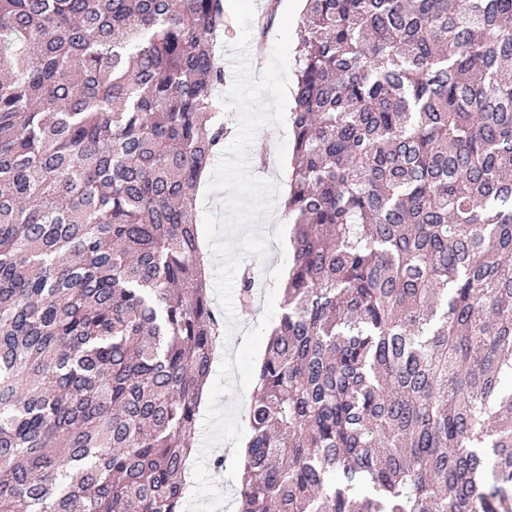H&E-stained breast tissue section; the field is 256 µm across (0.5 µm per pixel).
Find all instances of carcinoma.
Wrapping results in <instances>:
<instances>
[{"instance_id":"carcinoma-1","label":"carcinoma","mask_w":512,"mask_h":512,"mask_svg":"<svg viewBox=\"0 0 512 512\" xmlns=\"http://www.w3.org/2000/svg\"><path fill=\"white\" fill-rule=\"evenodd\" d=\"M306 2L238 512H512V0ZM224 23L0 0V512H182Z\"/></svg>"}]
</instances>
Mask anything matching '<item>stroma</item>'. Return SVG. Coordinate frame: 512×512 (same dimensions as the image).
Masks as SVG:
<instances>
[{
  "instance_id": "35a3bbf8",
  "label": "stroma",
  "mask_w": 512,
  "mask_h": 512,
  "mask_svg": "<svg viewBox=\"0 0 512 512\" xmlns=\"http://www.w3.org/2000/svg\"><path fill=\"white\" fill-rule=\"evenodd\" d=\"M256 141L266 146L264 158L248 152L250 172L261 179L276 182L288 189L291 175L294 137L291 127L260 128ZM283 229L282 241H274L276 229ZM270 236L266 258L246 254L243 265L257 273L256 298L251 310L236 309L237 324L224 331V356L214 359L207 381L209 404L200 409L193 439L192 462L198 465V476L189 490L184 512H237L240 485L239 458L234 449L246 443L249 432L240 417L243 395L251 393L258 368L264 358L268 336L282 313L283 288L292 267V230L282 203H275L269 216L255 221L251 228H237L233 239H241L246 231ZM225 459L223 471H214L212 458Z\"/></svg>"
}]
</instances>
